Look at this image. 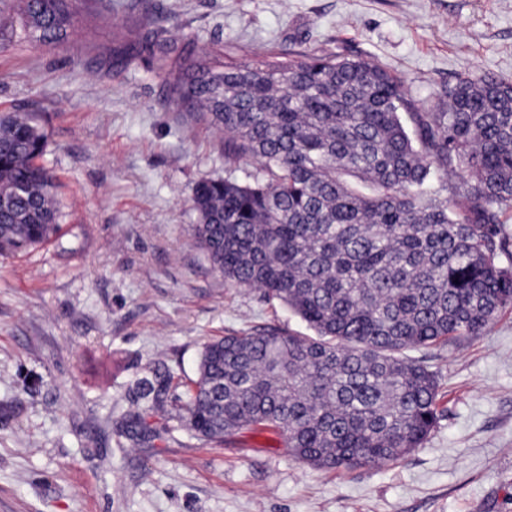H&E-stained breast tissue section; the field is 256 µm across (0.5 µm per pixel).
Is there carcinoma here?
Returning a JSON list of instances; mask_svg holds the SVG:
<instances>
[{
    "label": "carcinoma",
    "instance_id": "carcinoma-1",
    "mask_svg": "<svg viewBox=\"0 0 512 512\" xmlns=\"http://www.w3.org/2000/svg\"><path fill=\"white\" fill-rule=\"evenodd\" d=\"M27 36L68 38L91 0H17ZM180 68L179 103L224 130L249 181L204 178L193 239L213 268L258 288L313 336L275 329L204 344L187 428L230 443L270 430L315 468L396 462L437 422L439 385L407 352L457 344L512 307V83L461 76L425 109L380 65L319 51ZM46 135L0 113V255L59 231Z\"/></svg>",
    "mask_w": 512,
    "mask_h": 512
}]
</instances>
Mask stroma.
Here are the masks:
<instances>
[{
  "instance_id": "35a3bbf8",
  "label": "stroma",
  "mask_w": 512,
  "mask_h": 512,
  "mask_svg": "<svg viewBox=\"0 0 512 512\" xmlns=\"http://www.w3.org/2000/svg\"><path fill=\"white\" fill-rule=\"evenodd\" d=\"M67 41L19 37L0 16V113L32 116L60 182V229L0 256V512H512V308L461 345L413 350L437 375L439 418L405 459L316 469L274 436L233 446L178 419L205 342L311 330L216 273L195 245L204 177L245 179L224 133L177 106V64H256L260 46L381 64L432 107L458 77L512 81V0H110ZM172 51L135 42L143 20ZM163 390L150 411L144 386ZM145 413L146 441L123 418Z\"/></svg>"
}]
</instances>
